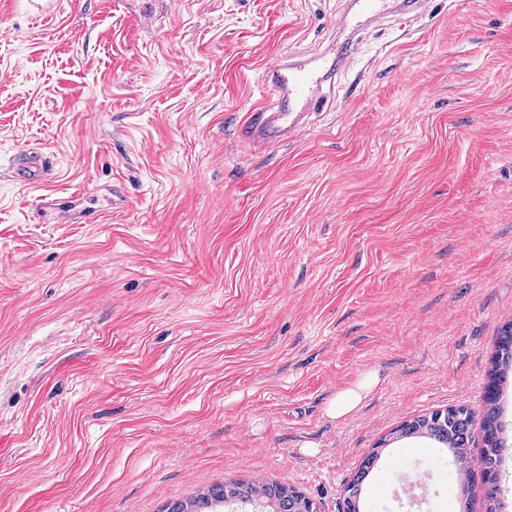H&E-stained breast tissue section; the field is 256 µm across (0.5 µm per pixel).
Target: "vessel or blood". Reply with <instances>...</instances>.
Returning a JSON list of instances; mask_svg holds the SVG:
<instances>
[{"mask_svg": "<svg viewBox=\"0 0 512 512\" xmlns=\"http://www.w3.org/2000/svg\"><path fill=\"white\" fill-rule=\"evenodd\" d=\"M390 0H351L336 27V43L328 50L302 64L280 60L268 67L265 84L276 88L287 98V107L274 112H251L237 129V138L249 151H262L271 145L296 138L308 117L319 109L324 87L335 69L353 64L358 49V36L368 25L390 18ZM43 161L30 151L24 164L15 168L14 177L26 184L41 181Z\"/></svg>", "mask_w": 512, "mask_h": 512, "instance_id": "vessel-or-blood-1", "label": "vessel or blood"}]
</instances>
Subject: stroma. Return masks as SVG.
<instances>
[{
	"mask_svg": "<svg viewBox=\"0 0 512 512\" xmlns=\"http://www.w3.org/2000/svg\"><path fill=\"white\" fill-rule=\"evenodd\" d=\"M345 4L0 0V512L255 479L346 512L375 448L361 512H459L447 449L392 433L482 416L512 321V0L364 30L303 136L245 151L265 68ZM37 152L29 151L24 155V165L14 169V178L25 184H36L42 179L43 161ZM379 379L376 369L362 372L355 381L336 392L328 405L327 414L336 420L346 419L359 408L377 386ZM379 456V450L373 449L362 461L358 473L355 475L350 484L346 487V512H360V498L362 493V485L370 471L373 469Z\"/></svg>",
	"mask_w": 512,
	"mask_h": 512,
	"instance_id": "1",
	"label": "stroma"
}]
</instances>
